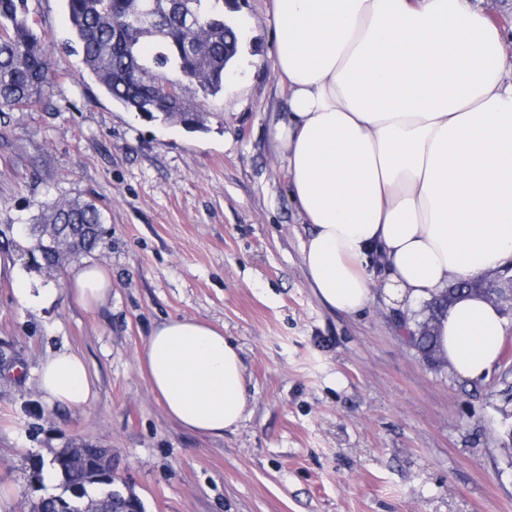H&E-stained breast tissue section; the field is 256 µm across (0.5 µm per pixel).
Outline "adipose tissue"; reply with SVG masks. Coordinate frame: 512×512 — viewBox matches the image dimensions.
Wrapping results in <instances>:
<instances>
[{
  "instance_id": "adipose-tissue-1",
  "label": "adipose tissue",
  "mask_w": 512,
  "mask_h": 512,
  "mask_svg": "<svg viewBox=\"0 0 512 512\" xmlns=\"http://www.w3.org/2000/svg\"><path fill=\"white\" fill-rule=\"evenodd\" d=\"M274 60L287 110L270 127L289 196L311 227L303 259L317 297L353 315L373 288L397 309L459 279L512 266V33L475 0H274ZM71 284L86 306L112 280L87 263ZM457 376H485L505 319L466 295L434 324ZM139 362L166 415L206 436L249 405L239 347L194 318L156 325ZM39 390L82 408L85 358L47 357Z\"/></svg>"
}]
</instances>
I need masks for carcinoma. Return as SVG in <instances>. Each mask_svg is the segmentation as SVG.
<instances>
[{"label":"carcinoma","mask_w":512,"mask_h":512,"mask_svg":"<svg viewBox=\"0 0 512 512\" xmlns=\"http://www.w3.org/2000/svg\"><path fill=\"white\" fill-rule=\"evenodd\" d=\"M82 62L105 92L129 112L150 119L204 128L203 111L184 94L185 83L215 96L224 89V72L239 51L230 15L239 0H64ZM28 0H0V124L43 99L52 79L45 36L29 15ZM25 234L30 249L42 248V262H61L58 243L71 252L100 246L102 209L81 197L37 203ZM492 275L463 280L425 302V321L411 331L421 354L432 358L438 337L432 322L464 294H484Z\"/></svg>","instance_id":"1"}]
</instances>
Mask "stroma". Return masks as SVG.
Wrapping results in <instances>:
<instances>
[{
    "label": "stroma",
    "mask_w": 512,
    "mask_h": 512,
    "mask_svg": "<svg viewBox=\"0 0 512 512\" xmlns=\"http://www.w3.org/2000/svg\"><path fill=\"white\" fill-rule=\"evenodd\" d=\"M273 0H242L240 49L224 89L187 95L205 131L147 120L112 101L73 52L63 0H28L54 79L44 103L0 137V255L46 276L8 246L45 196L99 204L108 232L88 254L112 278L98 308L71 293L70 268L49 309L19 306L0 282V512H32L63 491L37 470L63 448L105 449L145 512H512V402L497 370L456 378L428 363L381 289L347 315L325 306L303 261L309 227L272 150L288 89L273 70ZM223 329L241 349L250 404L238 429L199 436L172 422L138 357L171 317ZM66 349L93 382L79 410L49 405L40 363Z\"/></svg>",
    "instance_id": "1"
}]
</instances>
